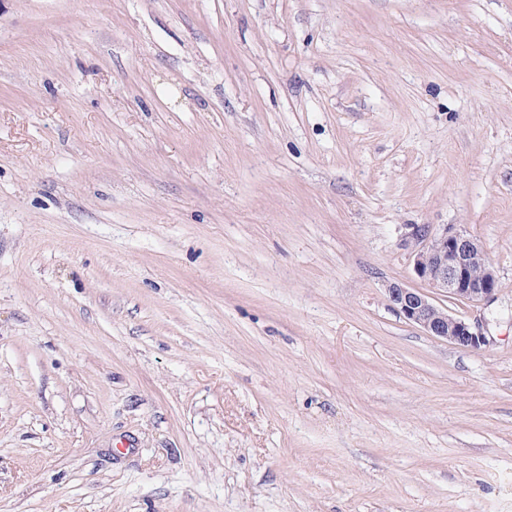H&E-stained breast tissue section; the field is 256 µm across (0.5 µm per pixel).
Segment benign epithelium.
<instances>
[{"label":"benign epithelium","mask_w":512,"mask_h":512,"mask_svg":"<svg viewBox=\"0 0 512 512\" xmlns=\"http://www.w3.org/2000/svg\"><path fill=\"white\" fill-rule=\"evenodd\" d=\"M401 247L421 286L389 283L385 291L390 306L428 336L473 350L487 345L478 326L436 302L448 296L477 306L494 299L499 278L483 246L453 225L413 224Z\"/></svg>","instance_id":"7a95c632"}]
</instances>
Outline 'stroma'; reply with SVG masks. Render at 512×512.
<instances>
[{"instance_id":"35a3bbf8","label":"stroma","mask_w":512,"mask_h":512,"mask_svg":"<svg viewBox=\"0 0 512 512\" xmlns=\"http://www.w3.org/2000/svg\"><path fill=\"white\" fill-rule=\"evenodd\" d=\"M0 512H512V0H0ZM409 225L401 247L422 287L389 283L385 291L390 306L428 336L461 348L486 346L479 324L450 314L435 299L448 296L475 306L494 299L499 278L483 246L452 224Z\"/></svg>"}]
</instances>
